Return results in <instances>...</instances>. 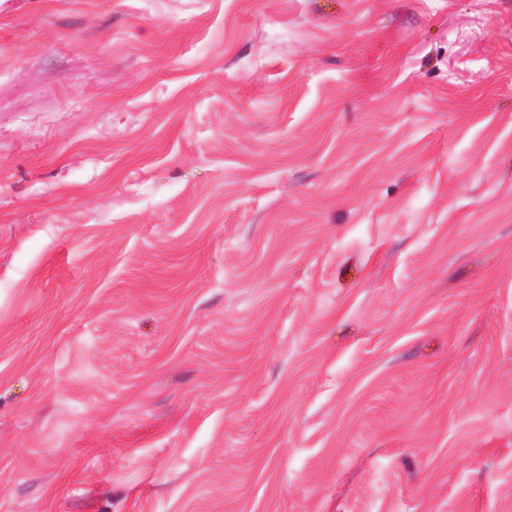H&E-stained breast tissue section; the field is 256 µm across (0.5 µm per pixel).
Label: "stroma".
<instances>
[{
	"mask_svg": "<svg viewBox=\"0 0 512 512\" xmlns=\"http://www.w3.org/2000/svg\"><path fill=\"white\" fill-rule=\"evenodd\" d=\"M0 512H512V0H0Z\"/></svg>",
	"mask_w": 512,
	"mask_h": 512,
	"instance_id": "obj_1",
	"label": "stroma"
}]
</instances>
